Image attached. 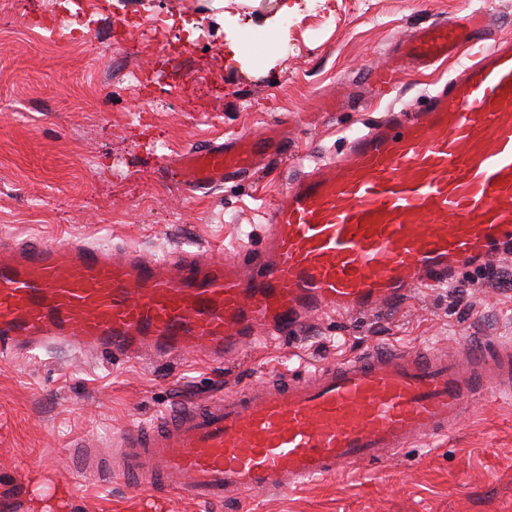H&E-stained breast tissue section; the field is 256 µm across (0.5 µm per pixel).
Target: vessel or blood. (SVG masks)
<instances>
[{
	"instance_id": "b4317fda",
	"label": "vessel or blood",
	"mask_w": 512,
	"mask_h": 512,
	"mask_svg": "<svg viewBox=\"0 0 512 512\" xmlns=\"http://www.w3.org/2000/svg\"><path fill=\"white\" fill-rule=\"evenodd\" d=\"M482 51L460 59L466 46ZM456 59L416 108L352 131L339 157L302 161L266 206L259 243L150 255L68 239L0 241V352L49 345L128 362L194 353L235 360L316 319L386 310L459 273L512 258V40L486 14L395 42L370 92ZM288 127L191 148L169 164L191 192L287 163ZM226 389L126 427L111 457L73 450L97 480L217 506L380 467L432 445L477 402L512 396V340L466 338L461 355L391 345Z\"/></svg>"
}]
</instances>
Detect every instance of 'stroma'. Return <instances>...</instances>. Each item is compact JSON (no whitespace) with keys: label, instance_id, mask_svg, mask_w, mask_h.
I'll return each instance as SVG.
<instances>
[{"label":"stroma","instance_id":"stroma-1","mask_svg":"<svg viewBox=\"0 0 512 512\" xmlns=\"http://www.w3.org/2000/svg\"><path fill=\"white\" fill-rule=\"evenodd\" d=\"M485 7L512 38V0H9L0 9V235L85 238L161 255L187 244L257 242L260 215L287 174L186 194L163 165L197 141L285 119L294 157L346 151L349 128L388 105L417 106L447 78L408 71L395 100L365 92V73L415 26ZM279 30L251 55L232 40ZM339 111H325L329 98ZM426 288L393 311L326 317L297 341L262 342L242 361L112 364L43 348L0 356V512H209L153 500L121 476L96 482L73 443L106 448L132 420L184 396L258 383L269 369L323 363L397 342L460 353L466 337L512 339V289ZM236 512H512V399L479 405L431 448H407L377 471L296 492L258 494Z\"/></svg>","mask_w":512,"mask_h":512}]
</instances>
